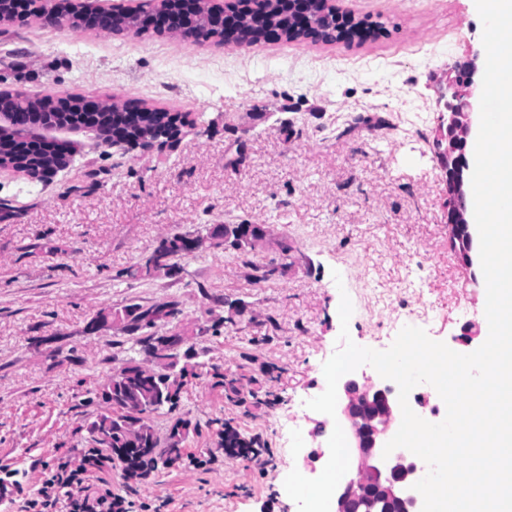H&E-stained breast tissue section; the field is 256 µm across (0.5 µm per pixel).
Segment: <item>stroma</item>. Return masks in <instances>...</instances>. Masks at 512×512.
Instances as JSON below:
<instances>
[{"instance_id":"35a3bbf8","label":"stroma","mask_w":512,"mask_h":512,"mask_svg":"<svg viewBox=\"0 0 512 512\" xmlns=\"http://www.w3.org/2000/svg\"><path fill=\"white\" fill-rule=\"evenodd\" d=\"M375 24L366 39L196 43L178 33L104 35L0 22V91L68 94L186 115L165 148L103 152L82 133L73 167L47 183L0 169V512H23L44 463L88 448L96 388L137 334L91 331L98 315L173 303L157 336L188 337L199 367L175 412L197 430L145 479L103 477L127 512H298L284 480L320 473L334 421L306 408L337 348L348 294L352 341L388 349L408 312L458 353L480 323V263L448 242L434 141L449 81L485 67L474 0H329ZM260 224L240 249L207 244L176 268L128 277L159 240ZM259 461L218 451L224 426ZM217 454L197 468L192 458Z\"/></svg>"}]
</instances>
